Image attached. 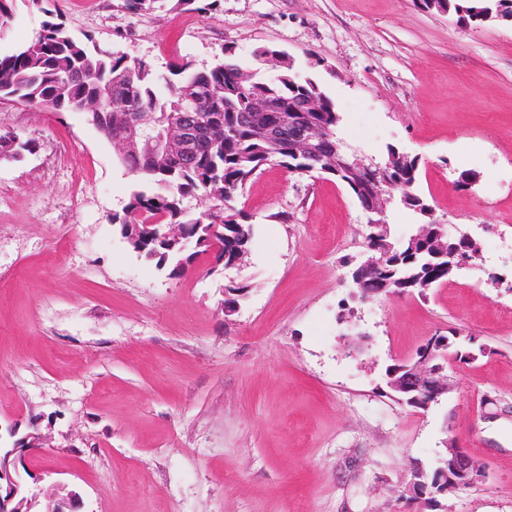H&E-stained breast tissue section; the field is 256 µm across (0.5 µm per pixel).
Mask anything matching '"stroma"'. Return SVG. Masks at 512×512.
I'll use <instances>...</instances> for the list:
<instances>
[{"mask_svg":"<svg viewBox=\"0 0 512 512\" xmlns=\"http://www.w3.org/2000/svg\"><path fill=\"white\" fill-rule=\"evenodd\" d=\"M53 7L160 71L288 53L365 162L391 145L418 158L416 193L480 257L425 295L358 299L367 214L334 176L273 162L235 202L253 226L243 264L212 274L202 257L172 277L117 233L134 180L86 114L0 101V130L32 144L0 158V424L43 437L33 465L82 512H512V25L464 28L413 0L147 15L14 0L0 51ZM230 285L245 293L228 315ZM451 329L486 354L449 365L439 404H399L386 368ZM450 440L486 479L404 496Z\"/></svg>","mask_w":512,"mask_h":512,"instance_id":"35a3bbf8","label":"stroma"}]
</instances>
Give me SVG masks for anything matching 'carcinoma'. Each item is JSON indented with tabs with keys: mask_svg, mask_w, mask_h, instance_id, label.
I'll use <instances>...</instances> for the list:
<instances>
[{
	"mask_svg": "<svg viewBox=\"0 0 512 512\" xmlns=\"http://www.w3.org/2000/svg\"><path fill=\"white\" fill-rule=\"evenodd\" d=\"M130 13L149 12L173 3V7L205 11L211 4L201 0H124ZM442 7L454 12L458 22L479 26L487 17L512 13V0H444ZM240 66L228 59L209 70L193 71L181 63L169 74L154 71L151 65L121 51L103 50L83 42L54 16L42 22L29 42L7 54L0 53V100H14L32 106L87 113L103 137L138 119L159 122L193 98L199 103L198 116L207 135L194 163L187 166L161 148L142 149L119 156L139 186L123 212L112 215L114 224H137L140 228L162 232L169 224L195 242L199 252L214 251L212 273L231 265L248 250L253 227L248 216L233 205L245 182L264 165L277 161L289 169H314L354 186L349 177L337 174L336 158L329 154L314 165L299 163L288 143L265 137L261 125L243 112L250 88L241 87ZM252 85L273 96L279 107L288 109L300 96L321 101V111L311 115L319 129L329 131L331 142L341 140L337 128L340 116L333 102L319 85L301 78L286 68L273 78L255 71ZM418 161L409 158L386 170L391 179L414 190ZM198 198L207 204L199 216L187 211L186 201ZM394 203L415 214L423 224L428 202L416 194L410 200L398 197ZM411 239L398 248L396 276L426 271L422 257L409 254Z\"/></svg>",
	"mask_w": 512,
	"mask_h": 512,
	"instance_id": "cac0c4a2",
	"label": "carcinoma"
}]
</instances>
